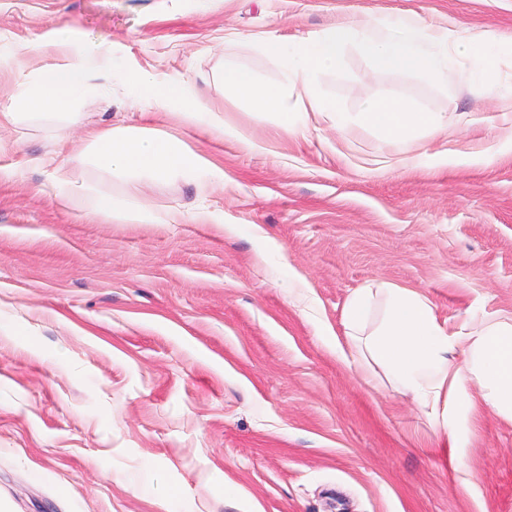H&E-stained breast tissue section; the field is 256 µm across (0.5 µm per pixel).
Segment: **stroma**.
<instances>
[{
	"label": "stroma",
	"instance_id": "35a3bbf8",
	"mask_svg": "<svg viewBox=\"0 0 512 512\" xmlns=\"http://www.w3.org/2000/svg\"><path fill=\"white\" fill-rule=\"evenodd\" d=\"M372 11L512 35V0H0L1 105L66 64L28 50L55 28L115 62L77 101L66 148L49 120L0 130L11 512H512V422L478 410L449 463L409 394L338 354L345 302L372 281L424 294L451 324L512 314V112L456 76L378 72L353 49L321 80L345 111L397 96L447 128L393 144L313 112L287 134L220 80L228 59L278 78L258 37ZM143 71L186 80L259 147L166 115L155 129L222 167L223 189L152 182L157 216L185 223L102 224L55 180L124 194L86 132L145 127L128 86Z\"/></svg>",
	"mask_w": 512,
	"mask_h": 512
}]
</instances>
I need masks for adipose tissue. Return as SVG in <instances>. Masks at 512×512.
Listing matches in <instances>:
<instances>
[{
  "mask_svg": "<svg viewBox=\"0 0 512 512\" xmlns=\"http://www.w3.org/2000/svg\"><path fill=\"white\" fill-rule=\"evenodd\" d=\"M50 44L62 51L77 49V62L40 70L0 106V128L17 123L23 111L51 105L68 109L104 71L109 58L101 44H75L69 29L52 30L33 50ZM134 99L153 101L157 108L179 110L191 125L207 124L225 137L239 131L199 102L188 100L186 83L159 84L149 72L132 82ZM106 167L125 173L130 190L123 199L99 194L91 199L93 216L106 223L155 224L159 218L140 197L142 179L192 176L207 171L223 184L224 171L181 142L145 130H88ZM342 323L358 352L352 361L360 370L381 365L390 381L410 394L432 425L451 429L483 405L500 418L512 421V316L491 313L455 326L439 320L431 301L417 291L374 281L357 289L347 300Z\"/></svg>",
  "mask_w": 512,
  "mask_h": 512,
  "instance_id": "adipose-tissue-1",
  "label": "adipose tissue"
}]
</instances>
